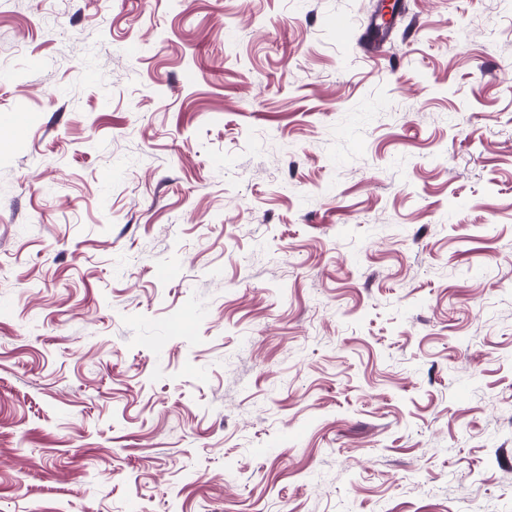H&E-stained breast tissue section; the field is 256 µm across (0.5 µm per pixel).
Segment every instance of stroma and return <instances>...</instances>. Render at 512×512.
Returning a JSON list of instances; mask_svg holds the SVG:
<instances>
[{
  "mask_svg": "<svg viewBox=\"0 0 512 512\" xmlns=\"http://www.w3.org/2000/svg\"><path fill=\"white\" fill-rule=\"evenodd\" d=\"M379 3L0 0V512H512V0Z\"/></svg>",
  "mask_w": 512,
  "mask_h": 512,
  "instance_id": "obj_1",
  "label": "stroma"
}]
</instances>
